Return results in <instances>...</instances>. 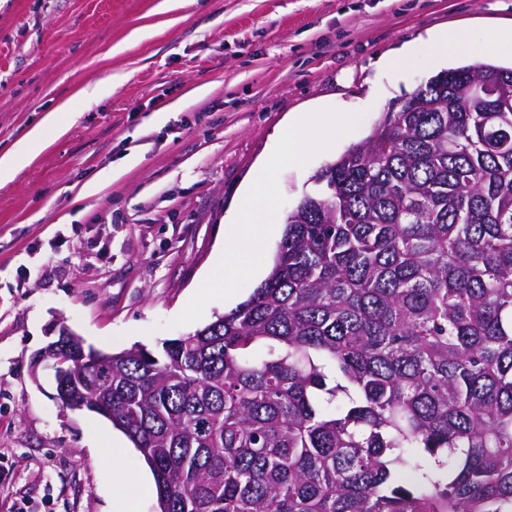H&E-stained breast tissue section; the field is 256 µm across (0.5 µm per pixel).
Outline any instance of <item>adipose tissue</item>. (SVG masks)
Returning a JSON list of instances; mask_svg holds the SVG:
<instances>
[{
    "label": "adipose tissue",
    "instance_id": "adipose-tissue-1",
    "mask_svg": "<svg viewBox=\"0 0 512 512\" xmlns=\"http://www.w3.org/2000/svg\"><path fill=\"white\" fill-rule=\"evenodd\" d=\"M426 43L437 59H451L466 53L474 56L512 57V28L501 30L491 44L479 42L465 27H447L430 33ZM264 200V207L275 204V190L270 175L260 174L243 192L239 213L224 226V249L218 263L203 284L211 292L220 293L235 276L256 264L258 257L266 253V240L254 232L263 223L264 207H256V200Z\"/></svg>",
    "mask_w": 512,
    "mask_h": 512
}]
</instances>
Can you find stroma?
<instances>
[{"label":"stroma","mask_w":512,"mask_h":512,"mask_svg":"<svg viewBox=\"0 0 512 512\" xmlns=\"http://www.w3.org/2000/svg\"><path fill=\"white\" fill-rule=\"evenodd\" d=\"M450 24L479 41L512 25V0H0V157L50 113L58 120L0 183V512H113L124 466L99 454L112 424L62 408L30 360L65 324L88 345L155 347L245 301L201 279L262 163L276 191L273 261L313 175L365 140L389 104L449 65L424 40ZM417 53L403 81L378 61ZM108 84L104 99L85 88ZM203 94H196V87ZM356 112L357 127L310 122L302 167L278 134L295 112Z\"/></svg>","instance_id":"35a3bbf8"}]
</instances>
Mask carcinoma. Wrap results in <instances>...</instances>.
Here are the masks:
<instances>
[{
	"mask_svg": "<svg viewBox=\"0 0 512 512\" xmlns=\"http://www.w3.org/2000/svg\"><path fill=\"white\" fill-rule=\"evenodd\" d=\"M504 99L512 68L439 72L317 173L245 301L102 379L67 351L159 512H512Z\"/></svg>",
	"mask_w": 512,
	"mask_h": 512,
	"instance_id": "1",
	"label": "carcinoma"
}]
</instances>
